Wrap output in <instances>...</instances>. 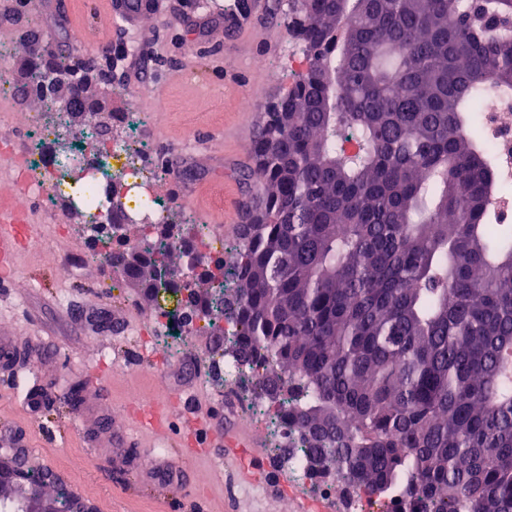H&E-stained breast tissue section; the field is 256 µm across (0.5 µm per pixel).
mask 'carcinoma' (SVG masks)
Wrapping results in <instances>:
<instances>
[{"label": "carcinoma", "mask_w": 512, "mask_h": 512, "mask_svg": "<svg viewBox=\"0 0 512 512\" xmlns=\"http://www.w3.org/2000/svg\"><path fill=\"white\" fill-rule=\"evenodd\" d=\"M305 66L250 149L263 196L184 281L165 225L112 268L232 326L236 377L289 436L396 512H512V224L497 223L481 95L512 99V0H288ZM50 80L40 62L26 89ZM71 201L97 206L91 180ZM0 479V512H14Z\"/></svg>", "instance_id": "carcinoma-1"}]
</instances>
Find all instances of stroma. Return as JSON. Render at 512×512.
Instances as JSON below:
<instances>
[{"label":"stroma","instance_id":"1","mask_svg":"<svg viewBox=\"0 0 512 512\" xmlns=\"http://www.w3.org/2000/svg\"><path fill=\"white\" fill-rule=\"evenodd\" d=\"M115 2L0 0L4 76L24 83V36L32 29L55 56L93 58L95 73L109 82L91 92L106 94L110 111L128 113L112 131L139 150L149 191L170 223L184 235L233 245L245 221L249 141L298 50L287 7L236 37L224 33L230 0H156L155 11L131 20L115 13ZM73 30L81 45L71 44ZM246 95L256 110L245 120L239 102ZM45 105L30 94L22 111H0V137L19 127L24 140L52 145L56 127ZM31 113L40 128L28 126ZM214 184L224 201L216 211L209 208ZM24 209L34 232L19 236L14 266L0 273V341L9 351L0 356V430L25 435L33 470H52L96 512H298L308 500L324 512H350L340 492L324 500L312 484L288 486L273 461L281 430L269 417L253 425L252 463L267 468V480L238 483L236 460L188 422L193 413L223 428L234 423V409L251 406L250 386L224 381L211 322L198 320L186 337L160 333L156 315L176 310V299L148 300L99 263L98 245L65 204L52 224L37 197ZM134 392L169 407L166 447L147 432L110 446L109 434L127 431L136 413L128 401Z\"/></svg>","mask_w":512,"mask_h":512}]
</instances>
